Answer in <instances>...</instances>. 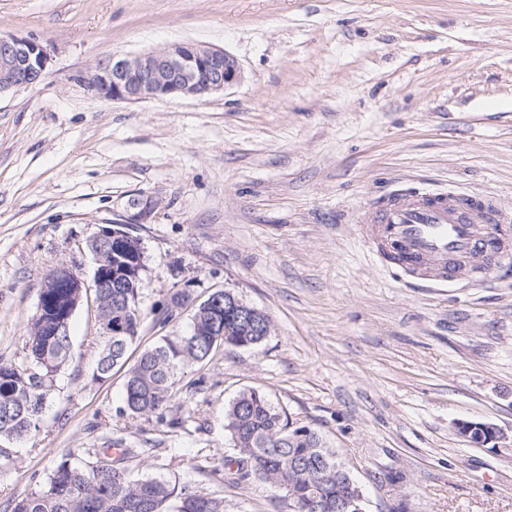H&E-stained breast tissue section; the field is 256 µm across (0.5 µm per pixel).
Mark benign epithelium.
Returning a JSON list of instances; mask_svg holds the SVG:
<instances>
[{
	"label": "benign epithelium",
	"mask_w": 512,
	"mask_h": 512,
	"mask_svg": "<svg viewBox=\"0 0 512 512\" xmlns=\"http://www.w3.org/2000/svg\"><path fill=\"white\" fill-rule=\"evenodd\" d=\"M50 56L39 42L24 36H0V94L17 88L33 87L41 82ZM242 79L236 58L222 49L195 42H174L162 49L125 57L100 60L80 77L95 96L112 101L140 102L149 99L197 98L222 93ZM137 212L132 224L149 219L154 203L133 200ZM224 302L234 310L257 321L263 312L247 304L234 293L224 292ZM456 431L474 445L511 448L507 434L499 427L481 421L461 420Z\"/></svg>",
	"instance_id": "1"
}]
</instances>
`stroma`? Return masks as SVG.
I'll return each instance as SVG.
<instances>
[{
  "label": "stroma",
  "mask_w": 512,
  "mask_h": 512,
  "mask_svg": "<svg viewBox=\"0 0 512 512\" xmlns=\"http://www.w3.org/2000/svg\"><path fill=\"white\" fill-rule=\"evenodd\" d=\"M1 33L35 38L50 61L37 86L0 94V363L25 362L52 266L92 279L89 237L139 197L155 209L133 227L146 269L129 360L218 290L271 330L186 369L167 411L184 425L165 433L121 414L123 371L96 380V311L79 305L38 429L0 437V512L64 451L115 435L144 451L134 477L192 485L225 512H289L263 481L224 479V407L246 388L319 433L365 512H512V448L455 429L512 431V268L414 288L353 222L425 183L488 192L512 214V0H0ZM178 41L225 50L241 82L138 103L80 82L99 60ZM178 288L192 304L155 326ZM456 431L468 438L474 445L485 446L492 444L491 448H511L512 441L496 425L481 422L461 420L456 423Z\"/></svg>",
  "instance_id": "1"
}]
</instances>
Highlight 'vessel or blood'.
Masks as SVG:
<instances>
[{
	"label": "vessel or blood",
	"instance_id": "1",
	"mask_svg": "<svg viewBox=\"0 0 512 512\" xmlns=\"http://www.w3.org/2000/svg\"><path fill=\"white\" fill-rule=\"evenodd\" d=\"M360 233L407 279L482 283L512 265V216L485 193L396 189L355 215Z\"/></svg>",
	"mask_w": 512,
	"mask_h": 512
}]
</instances>
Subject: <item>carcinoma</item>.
Segmentation results:
<instances>
[{
    "mask_svg": "<svg viewBox=\"0 0 512 512\" xmlns=\"http://www.w3.org/2000/svg\"><path fill=\"white\" fill-rule=\"evenodd\" d=\"M112 272L105 273L94 289L100 351L96 379L105 380L123 367L130 345L139 337L142 324L140 298L143 274L122 273L128 261L144 256L139 241L115 237ZM83 290L73 287L64 271L55 273L54 284L40 290L28 340V361L22 365L0 364V437L20 438L36 429L54 377L71 360L72 318ZM188 295L180 289L152 313L164 328L174 319L173 307H183ZM240 324L224 311V303L197 306L189 329L165 336L144 350L127 370L124 413L147 416L169 430L184 421L167 416L178 373L184 367L206 362L221 345L251 348L263 336H242ZM227 429L237 457L224 478L240 483L258 478L274 491L288 492L293 482L297 499L318 498L319 512H335L336 497L357 489L352 475L336 484V459L324 448L319 434L305 427L301 436L288 431L290 415L262 391L242 390L225 408ZM120 449L119 455L112 449ZM145 450L133 448L123 437L94 448L87 457L73 461V453L61 455L40 490L14 500L11 512H224V499L205 494L188 484L162 477L135 479L129 462Z\"/></svg>",
    "mask_w": 512,
    "mask_h": 512,
    "instance_id": "1",
    "label": "carcinoma"
}]
</instances>
